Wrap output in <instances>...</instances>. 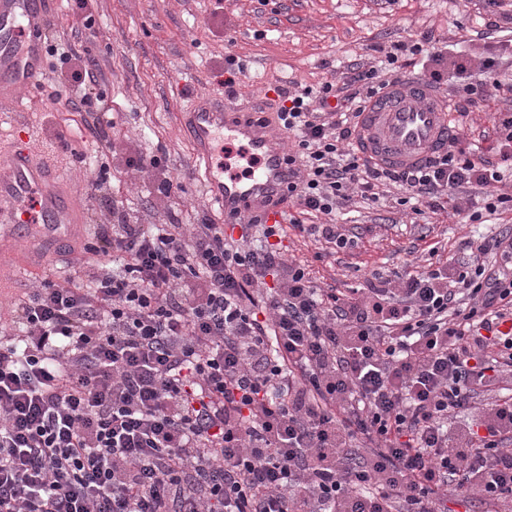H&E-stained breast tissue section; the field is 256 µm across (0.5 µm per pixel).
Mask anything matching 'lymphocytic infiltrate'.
<instances>
[{
	"label": "lymphocytic infiltrate",
	"instance_id": "obj_1",
	"mask_svg": "<svg viewBox=\"0 0 512 512\" xmlns=\"http://www.w3.org/2000/svg\"><path fill=\"white\" fill-rule=\"evenodd\" d=\"M61 89L111 122L96 62L45 40ZM423 56L433 85L478 68L466 96L503 90L493 59L448 58L431 35L392 46L385 69ZM375 69L342 84L279 89L277 118L297 149L294 229L347 248L331 217L395 183L413 212L512 208V113L495 147L462 140L414 170L352 145ZM484 196L483 211L461 200ZM326 215L308 224V215ZM101 224L85 276L44 278L0 335V512H444L449 491L512 499V236L464 238L446 267L318 287L285 260L261 216L241 225ZM276 276L268 286L267 276ZM474 413L471 426L448 420Z\"/></svg>",
	"mask_w": 512,
	"mask_h": 512
}]
</instances>
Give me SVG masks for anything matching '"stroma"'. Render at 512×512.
<instances>
[{"instance_id":"1","label":"stroma","mask_w":512,"mask_h":512,"mask_svg":"<svg viewBox=\"0 0 512 512\" xmlns=\"http://www.w3.org/2000/svg\"><path fill=\"white\" fill-rule=\"evenodd\" d=\"M95 18L82 44L99 65L100 89L112 110L113 151L100 153L79 112L66 99L49 103L32 92L24 107L9 108L0 134L37 127L49 144L66 138V174L87 191L100 167H108V184L84 201L86 222L76 251L50 254L32 269L13 255L0 271V325L13 323V302L42 277L81 275L80 247L94 242L97 225L113 213L133 224H203L221 221L202 184L191 145L180 133L183 115L197 96L206 94L231 106L270 112L276 87L295 82L314 88L336 82L350 66L378 65L392 44L433 33L449 53L480 54L496 59L502 82L512 83V55L492 39L469 41L474 32L497 25L512 32V0L488 11L484 0H469L458 10L455 0H88ZM244 68L233 94L216 75L230 64ZM460 81L450 78L439 93L455 114L453 122L467 143L489 146L496 138L499 113L512 110V98L497 96L466 102ZM159 158L156 168L137 169L142 155ZM181 178L183 190L172 197L158 191L164 177ZM398 190L376 205L358 204L337 215L341 229L353 237L349 250L288 230L281 240L286 258L305 263L313 281L340 292L365 287L375 275L423 270L456 253L459 236L512 235V211L484 215L463 223L453 202L413 214L398 205Z\"/></svg>"}]
</instances>
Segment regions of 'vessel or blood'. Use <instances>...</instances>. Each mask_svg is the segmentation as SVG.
<instances>
[{
    "mask_svg": "<svg viewBox=\"0 0 512 512\" xmlns=\"http://www.w3.org/2000/svg\"><path fill=\"white\" fill-rule=\"evenodd\" d=\"M55 0H0V104L16 105L32 91L42 71L43 35ZM203 166L211 204L225 216L251 212L274 215L296 178L269 116L223 101L199 97L182 123ZM452 114L427 82L407 78L376 95L361 116L360 145L375 161L398 168L420 164L446 150L455 137ZM241 142L259 163L257 174L228 177L217 160L219 140ZM83 209L64 178L55 154L39 136L25 135L21 146L0 153V237L25 239L39 225L48 246L69 244L72 225Z\"/></svg>",
    "mask_w": 512,
    "mask_h": 512,
    "instance_id": "b4317fda",
    "label": "vessel or blood"
}]
</instances>
